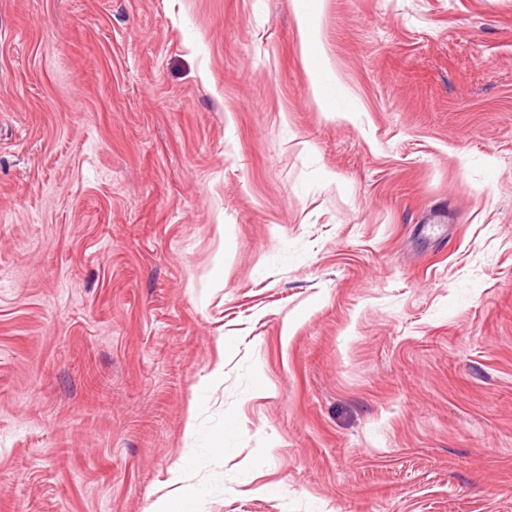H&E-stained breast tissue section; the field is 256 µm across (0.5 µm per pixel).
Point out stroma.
<instances>
[{
	"instance_id": "stroma-1",
	"label": "stroma",
	"mask_w": 512,
	"mask_h": 512,
	"mask_svg": "<svg viewBox=\"0 0 512 512\" xmlns=\"http://www.w3.org/2000/svg\"><path fill=\"white\" fill-rule=\"evenodd\" d=\"M181 488L512 512V0H0V512ZM233 450V437L229 431H225V433L219 436L209 433L201 434L198 437L197 448H194V455L187 461L186 465L188 466L196 460L205 458L216 452H221L226 455Z\"/></svg>"
}]
</instances>
